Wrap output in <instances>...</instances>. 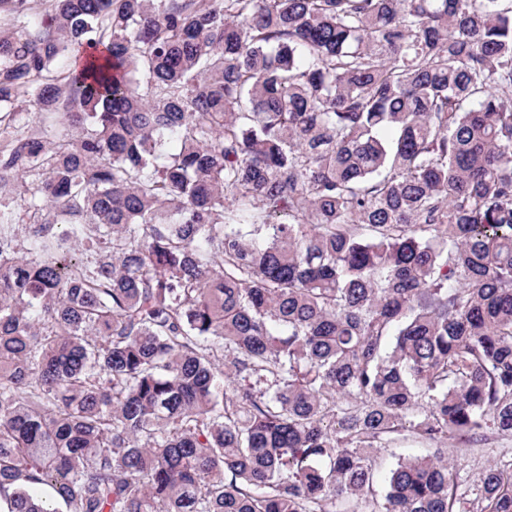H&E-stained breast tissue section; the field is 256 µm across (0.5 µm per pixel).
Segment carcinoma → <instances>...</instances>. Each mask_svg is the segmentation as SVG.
<instances>
[{
  "instance_id": "obj_1",
  "label": "carcinoma",
  "mask_w": 512,
  "mask_h": 512,
  "mask_svg": "<svg viewBox=\"0 0 512 512\" xmlns=\"http://www.w3.org/2000/svg\"><path fill=\"white\" fill-rule=\"evenodd\" d=\"M39 3L0 0V510L512 512L442 448L512 439V0ZM425 448H428L427 445L415 442L409 437H399L386 444V449L380 454L381 466L377 490H382L389 469L399 458L423 455L426 452Z\"/></svg>"
}]
</instances>
